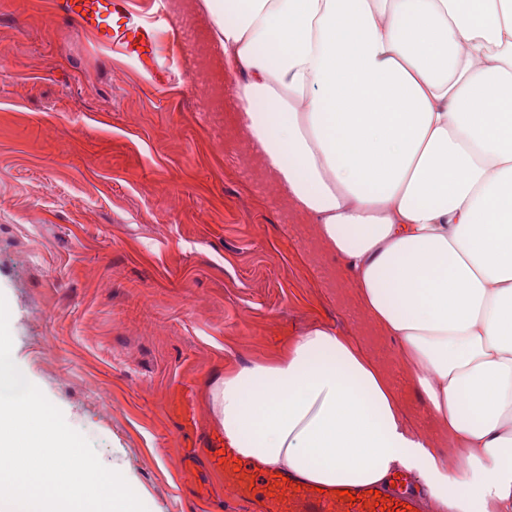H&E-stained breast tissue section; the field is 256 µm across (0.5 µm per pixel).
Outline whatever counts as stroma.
<instances>
[{
    "label": "stroma",
    "mask_w": 512,
    "mask_h": 512,
    "mask_svg": "<svg viewBox=\"0 0 512 512\" xmlns=\"http://www.w3.org/2000/svg\"><path fill=\"white\" fill-rule=\"evenodd\" d=\"M54 4L0 0V295L23 376L146 512H197L214 385L316 326L354 338L433 432L396 341L248 154L203 0H167L196 24L160 86Z\"/></svg>",
    "instance_id": "stroma-1"
}]
</instances>
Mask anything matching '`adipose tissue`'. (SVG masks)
Segmentation results:
<instances>
[{"mask_svg":"<svg viewBox=\"0 0 512 512\" xmlns=\"http://www.w3.org/2000/svg\"><path fill=\"white\" fill-rule=\"evenodd\" d=\"M253 154L399 344L450 455L324 327L228 374L240 456L319 485L417 472L436 512H512V0H207Z\"/></svg>","mask_w":512,"mask_h":512,"instance_id":"ef3b65f1","label":"adipose tissue"}]
</instances>
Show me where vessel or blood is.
Masks as SVG:
<instances>
[{
    "instance_id": "vessel-or-blood-1",
    "label": "vessel or blood",
    "mask_w": 512,
    "mask_h": 512,
    "mask_svg": "<svg viewBox=\"0 0 512 512\" xmlns=\"http://www.w3.org/2000/svg\"><path fill=\"white\" fill-rule=\"evenodd\" d=\"M59 8L80 30L104 45H116L132 60L160 57V34L169 22L165 9L148 23L135 16L128 0H60ZM214 455L211 468L227 498L248 504L251 512H422L420 496L408 477L397 475L392 487H380L369 494L367 486L348 485L347 495L336 493L334 486L317 489L301 482L296 475L280 477L275 470H259L238 461L237 449L224 441L223 430L207 432Z\"/></svg>"
}]
</instances>
